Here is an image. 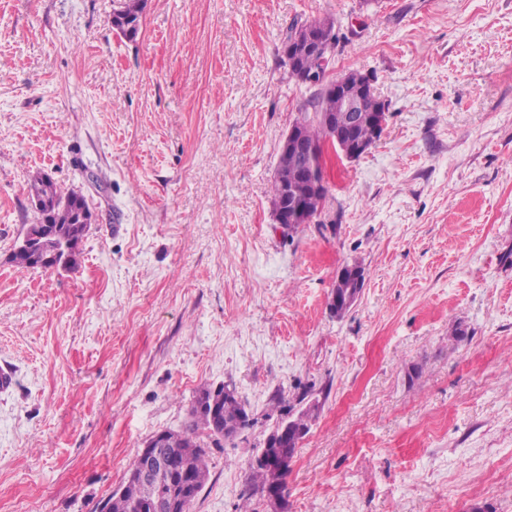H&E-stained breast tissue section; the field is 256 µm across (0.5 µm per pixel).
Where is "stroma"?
Returning <instances> with one entry per match:
<instances>
[{"mask_svg": "<svg viewBox=\"0 0 512 512\" xmlns=\"http://www.w3.org/2000/svg\"><path fill=\"white\" fill-rule=\"evenodd\" d=\"M114 9L0 0V512H106L221 384L254 422L209 445L191 512H272L249 465L305 390L288 512H512V0H146L132 39ZM323 17L331 77L371 75L388 121L325 155L289 235L270 184L314 89L282 40ZM36 171L95 217L78 268L11 261ZM335 284L337 288L341 289L338 290L337 293L336 289H333V295L331 297L332 303L336 305V295L341 293L344 298L343 308L353 306L359 298L363 287L360 279L356 276H346L341 270L336 276Z\"/></svg>", "mask_w": 512, "mask_h": 512, "instance_id": "35a3bbf8", "label": "stroma"}]
</instances>
